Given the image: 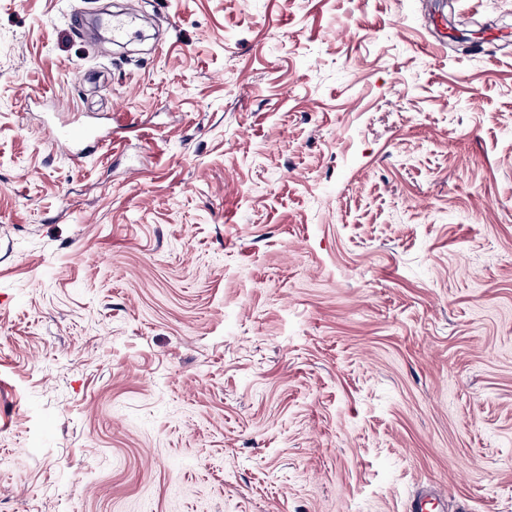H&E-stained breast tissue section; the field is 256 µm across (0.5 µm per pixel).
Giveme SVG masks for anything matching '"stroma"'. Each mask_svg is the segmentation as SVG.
<instances>
[{
	"label": "stroma",
	"instance_id": "stroma-1",
	"mask_svg": "<svg viewBox=\"0 0 512 512\" xmlns=\"http://www.w3.org/2000/svg\"><path fill=\"white\" fill-rule=\"evenodd\" d=\"M121 2L0 0V512H512V0ZM45 131L48 137L57 145L63 146L72 157V160L78 164L89 147V141L93 140L97 144H102L112 139V129L95 133L81 126H74L63 130L56 125L47 124Z\"/></svg>",
	"mask_w": 512,
	"mask_h": 512
}]
</instances>
